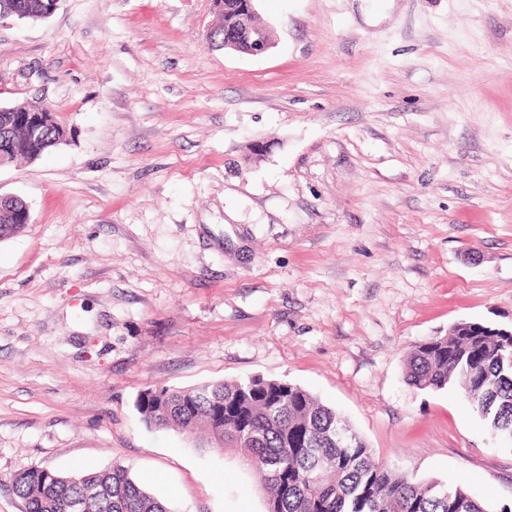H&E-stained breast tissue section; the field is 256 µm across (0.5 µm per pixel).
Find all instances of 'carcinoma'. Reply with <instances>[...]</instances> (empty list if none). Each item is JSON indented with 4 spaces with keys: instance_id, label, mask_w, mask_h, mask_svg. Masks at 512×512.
I'll list each match as a JSON object with an SVG mask.
<instances>
[{
    "instance_id": "obj_1",
    "label": "carcinoma",
    "mask_w": 512,
    "mask_h": 512,
    "mask_svg": "<svg viewBox=\"0 0 512 512\" xmlns=\"http://www.w3.org/2000/svg\"><path fill=\"white\" fill-rule=\"evenodd\" d=\"M59 0H0V16L41 22ZM27 203H0V238L24 229ZM408 381L420 388L459 383L462 398L504 445L512 447V336L483 323L458 322L408 354ZM135 408L149 427L204 429L236 449L263 481L267 512H485L468 490L437 481L420 482L372 458V450L345 428L336 412L305 389L276 379L250 377L190 389L141 391ZM82 481L76 483L72 477ZM26 512H68L81 499L85 512H172L167 501L138 485L119 464L99 471L47 477L30 469L12 480Z\"/></svg>"
}]
</instances>
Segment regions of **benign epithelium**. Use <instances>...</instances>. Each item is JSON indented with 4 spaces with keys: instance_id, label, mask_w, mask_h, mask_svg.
<instances>
[{
    "instance_id": "obj_1",
    "label": "benign epithelium",
    "mask_w": 512,
    "mask_h": 512,
    "mask_svg": "<svg viewBox=\"0 0 512 512\" xmlns=\"http://www.w3.org/2000/svg\"><path fill=\"white\" fill-rule=\"evenodd\" d=\"M212 10L218 16L232 15L235 17L237 26L224 36H219L217 30H211L207 35L208 44L212 45L221 42L224 48L238 51L240 43L248 44V52L258 55L266 52L273 44V33L266 27L256 26L250 23L251 15L254 13L255 0H210ZM12 111L20 113V124L27 131L29 139L39 136L40 131L45 128H56L55 137L59 142L68 139L69 132L60 124L53 112L47 110V106L37 101H26L12 108Z\"/></svg>"
}]
</instances>
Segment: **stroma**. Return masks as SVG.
Here are the masks:
<instances>
[{"label":"stroma","instance_id":"obj_1","mask_svg":"<svg viewBox=\"0 0 512 512\" xmlns=\"http://www.w3.org/2000/svg\"><path fill=\"white\" fill-rule=\"evenodd\" d=\"M275 45L208 47L210 0H60L0 22V106L67 144L0 167V512L31 468L126 467L172 512H266L146 388L301 386L375 460L512 512V448L404 354L512 324V0H256ZM263 146L253 155V146ZM14 112H22L20 115V124L27 131L29 140L35 139L39 136L40 131L44 127L54 128L56 127L55 137L58 142H66L68 139L69 132L62 124H60L53 112L47 110V106L37 101H26L14 106L8 111L0 110V150H2V142L4 138V130L6 124H8ZM30 213L27 203L14 198L1 203L0 208V240H5L19 233L26 224L24 218ZM4 236V237H3ZM3 237V238H1Z\"/></svg>","mask_w":512,"mask_h":512}]
</instances>
